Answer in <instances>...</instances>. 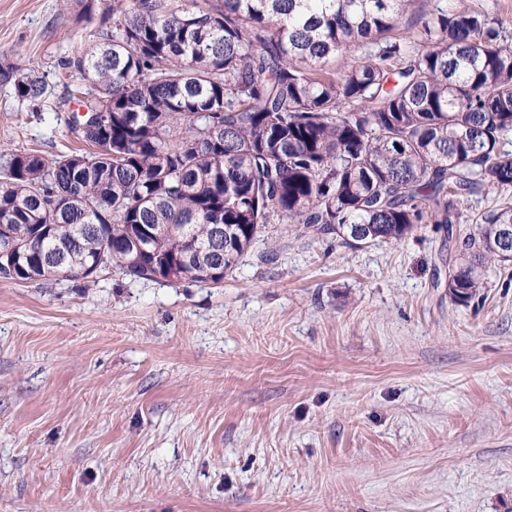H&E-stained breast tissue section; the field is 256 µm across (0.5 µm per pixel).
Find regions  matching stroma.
Wrapping results in <instances>:
<instances>
[{"label": "stroma", "instance_id": "stroma-1", "mask_svg": "<svg viewBox=\"0 0 512 512\" xmlns=\"http://www.w3.org/2000/svg\"><path fill=\"white\" fill-rule=\"evenodd\" d=\"M111 6L0 0V62L66 97ZM69 121L0 85V153ZM0 512H512V268L275 224L216 285L0 280Z\"/></svg>", "mask_w": 512, "mask_h": 512}]
</instances>
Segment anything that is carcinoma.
Returning <instances> with one entry per match:
<instances>
[{"label":"carcinoma","instance_id":"obj_1","mask_svg":"<svg viewBox=\"0 0 512 512\" xmlns=\"http://www.w3.org/2000/svg\"><path fill=\"white\" fill-rule=\"evenodd\" d=\"M113 0L112 24L62 69L88 81L70 126L85 145L0 157V278L219 283L269 224L346 244L398 241L419 224L453 239L462 202L512 187V43L448 0ZM410 35L399 34L407 15ZM342 58L340 71L329 63ZM43 101L48 83L0 64ZM448 262V296L473 299L504 198Z\"/></svg>","mask_w":512,"mask_h":512}]
</instances>
